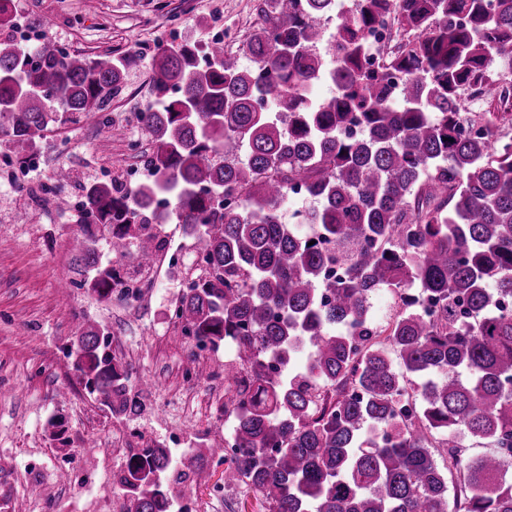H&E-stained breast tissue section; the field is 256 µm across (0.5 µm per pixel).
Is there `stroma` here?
<instances>
[{
    "instance_id": "1",
    "label": "stroma",
    "mask_w": 512,
    "mask_h": 512,
    "mask_svg": "<svg viewBox=\"0 0 512 512\" xmlns=\"http://www.w3.org/2000/svg\"><path fill=\"white\" fill-rule=\"evenodd\" d=\"M260 0H12L14 16L72 54L132 56L124 83L104 121L67 122L37 143L39 166L0 161V512H99L102 501L122 502L123 469L112 456L117 433L129 447L139 434L163 440L181 429L186 445L213 442L223 422L199 410L198 421L170 406L183 388L181 347L164 330L165 309L187 281L186 265L155 268L144 309L135 316L137 346L123 355L129 385L150 379L145 413L128 420L84 392L68 356L78 322L117 328L127 318L115 299H97L76 285L71 243L87 235L77 207L59 208L42 191L58 169L71 172L61 187L76 195L98 178L125 179L138 163L127 140L130 121L154 101L151 59L159 45L223 33L224 48L250 61L242 44L263 18ZM95 464L87 466V444Z\"/></svg>"
}]
</instances>
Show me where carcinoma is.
Wrapping results in <instances>:
<instances>
[{"label":"carcinoma","instance_id":"carcinoma-1","mask_svg":"<svg viewBox=\"0 0 512 512\" xmlns=\"http://www.w3.org/2000/svg\"><path fill=\"white\" fill-rule=\"evenodd\" d=\"M0 0V136L32 154L66 121L101 118L131 59L69 54L12 36ZM264 26L242 68L224 42L160 45L155 106L142 112L156 145L150 179L82 186V222L117 244L114 255L153 267L162 227L179 224L204 250L205 275L177 299L184 331L219 345L224 422L235 453L224 485H243L267 512H512V91L470 116L461 91L489 92L512 63V0H266ZM336 14L327 65L323 18ZM394 32L375 69L365 34ZM327 76L335 96L314 100ZM401 80L400 98L391 85ZM304 185L318 201L280 213ZM235 205L215 207L218 196ZM165 198L170 208L151 204ZM79 287L112 295L117 269L97 241L76 240ZM384 288L383 326L371 297ZM428 296L436 308L421 310ZM77 328L72 367L112 415L145 402L102 342ZM493 451L465 456L464 441ZM153 445L132 454L122 512H168L188 479Z\"/></svg>","mask_w":512,"mask_h":512}]
</instances>
